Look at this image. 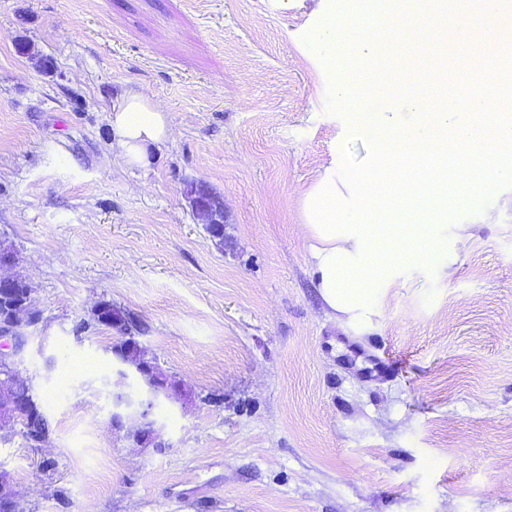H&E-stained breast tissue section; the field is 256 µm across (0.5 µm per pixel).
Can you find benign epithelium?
<instances>
[{"mask_svg": "<svg viewBox=\"0 0 512 512\" xmlns=\"http://www.w3.org/2000/svg\"><path fill=\"white\" fill-rule=\"evenodd\" d=\"M183 194L193 214L203 224L210 226L224 223L223 200L205 185L189 182L184 186ZM17 282L18 279L13 275L0 276V303L3 304L0 339L8 344L7 351L0 354V365L10 371L9 375L0 380V430L14 427L27 415L29 406L16 396L13 376L20 373L29 333L35 331L41 321L34 290L28 288L25 293L19 294L16 291ZM113 363L117 366L116 386H122V380L132 373L146 383L147 391L139 398L120 395L112 401V428L126 431V438L131 441L143 440L155 448L165 447L153 418L156 400L161 395H168L170 391H182L181 384L161 377L154 361L144 354L138 364H131L120 356L114 357ZM11 483L10 472L0 468V498L10 501L17 509L19 503L12 493Z\"/></svg>", "mask_w": 512, "mask_h": 512, "instance_id": "benign-epithelium-1", "label": "benign epithelium"}]
</instances>
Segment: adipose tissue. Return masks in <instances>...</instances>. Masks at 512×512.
I'll return each instance as SVG.
<instances>
[{
	"label": "adipose tissue",
	"mask_w": 512,
	"mask_h": 512,
	"mask_svg": "<svg viewBox=\"0 0 512 512\" xmlns=\"http://www.w3.org/2000/svg\"><path fill=\"white\" fill-rule=\"evenodd\" d=\"M112 153L124 164L141 166L149 153L168 142L173 134V120L144 93L125 90L109 113Z\"/></svg>",
	"instance_id": "ef3b65f1"
}]
</instances>
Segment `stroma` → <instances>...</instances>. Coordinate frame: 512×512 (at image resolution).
Listing matches in <instances>:
<instances>
[{"instance_id":"1","label":"stroma","mask_w":512,"mask_h":512,"mask_svg":"<svg viewBox=\"0 0 512 512\" xmlns=\"http://www.w3.org/2000/svg\"><path fill=\"white\" fill-rule=\"evenodd\" d=\"M400 2L381 33L465 0ZM329 6L0 0V242L38 297L25 368L51 424L44 445L0 432L21 512H512V186L453 201L433 267L395 270L370 325L330 317L305 198L327 176L345 191L342 153L370 142L328 108L346 67L304 41ZM384 60L376 109L407 120L434 88ZM131 86L176 130L143 168L111 153ZM189 181L223 199V240ZM102 300L187 389L158 406L163 449L110 427L115 333L87 324Z\"/></svg>"}]
</instances>
